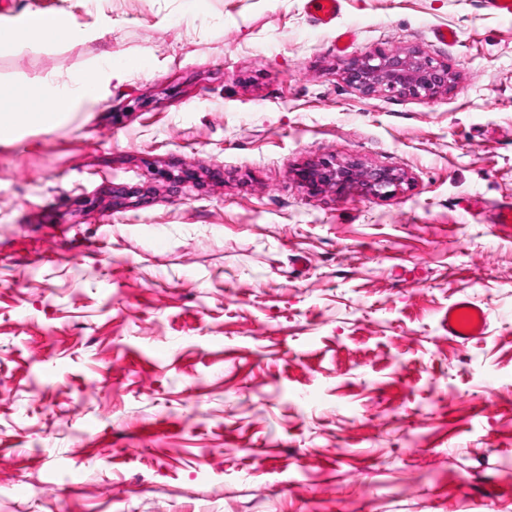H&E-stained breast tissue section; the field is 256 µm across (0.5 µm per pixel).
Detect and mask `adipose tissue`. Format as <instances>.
Listing matches in <instances>:
<instances>
[{"instance_id":"ef3b65f1","label":"adipose tissue","mask_w":512,"mask_h":512,"mask_svg":"<svg viewBox=\"0 0 512 512\" xmlns=\"http://www.w3.org/2000/svg\"><path fill=\"white\" fill-rule=\"evenodd\" d=\"M131 72L128 66L117 71L96 66L86 71L73 86L47 80L33 91L15 93L12 103L0 107V138L14 137L31 123L50 129L65 113L93 109L99 101L102 84L115 78L125 79Z\"/></svg>"}]
</instances>
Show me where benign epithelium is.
I'll return each instance as SVG.
<instances>
[{
    "label": "benign epithelium",
    "instance_id": "benign-epithelium-1",
    "mask_svg": "<svg viewBox=\"0 0 512 512\" xmlns=\"http://www.w3.org/2000/svg\"><path fill=\"white\" fill-rule=\"evenodd\" d=\"M339 72L343 81L364 98L381 93L432 98L448 91L453 81L448 64L418 47L377 49L353 56L340 62ZM402 179L393 168L323 159L311 167L303 181L313 192L329 191L344 198L353 193L386 197L396 191Z\"/></svg>",
    "mask_w": 512,
    "mask_h": 512
}]
</instances>
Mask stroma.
<instances>
[{
	"mask_svg": "<svg viewBox=\"0 0 512 512\" xmlns=\"http://www.w3.org/2000/svg\"><path fill=\"white\" fill-rule=\"evenodd\" d=\"M34 11L91 36L1 47L0 88L137 69L0 140V512H512V16L0 0V23ZM411 46L448 92L337 71ZM324 159L404 182L314 195ZM461 295L488 316L466 343ZM307 7L317 25L329 27L341 9V0H308ZM471 314V321L464 325L463 313ZM487 325L486 312L468 297L457 298L448 306V334L462 342H467L484 334Z\"/></svg>",
	"mask_w": 512,
	"mask_h": 512,
	"instance_id": "35a3bbf8",
	"label": "stroma"
}]
</instances>
